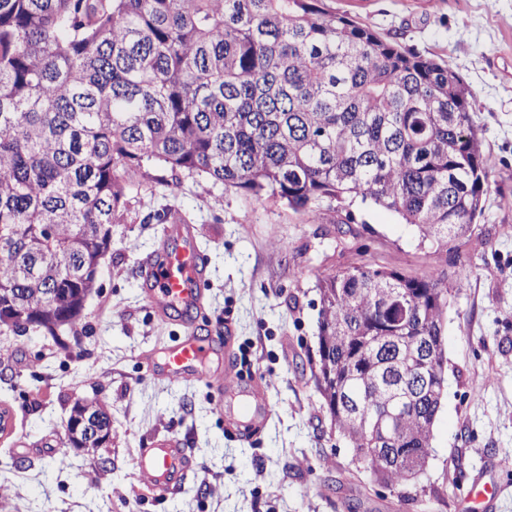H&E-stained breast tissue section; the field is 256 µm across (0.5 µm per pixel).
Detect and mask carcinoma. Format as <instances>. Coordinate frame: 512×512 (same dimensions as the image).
<instances>
[{"label":"carcinoma","mask_w":512,"mask_h":512,"mask_svg":"<svg viewBox=\"0 0 512 512\" xmlns=\"http://www.w3.org/2000/svg\"><path fill=\"white\" fill-rule=\"evenodd\" d=\"M468 96L452 60L324 0H0V332L86 331L67 310L96 288L120 206L152 168L313 221L369 200L436 263L319 277L317 382L359 467L410 498L471 274L459 249L494 246L477 224L491 172ZM86 407L109 415L96 390L71 411Z\"/></svg>","instance_id":"cac0c4a2"}]
</instances>
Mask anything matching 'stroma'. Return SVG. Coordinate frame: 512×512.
<instances>
[{"label": "stroma", "mask_w": 512, "mask_h": 512, "mask_svg": "<svg viewBox=\"0 0 512 512\" xmlns=\"http://www.w3.org/2000/svg\"><path fill=\"white\" fill-rule=\"evenodd\" d=\"M383 39L451 59L469 87L491 171L480 221L491 249L468 248L471 275L445 325L448 384L427 468L413 487L372 483L336 433L316 388L318 279L369 265L417 276L433 256L413 226L354 202L310 221L284 206L211 181L151 169L112 226V245L85 308L88 333L52 338L0 333V512H461L488 459H512V0H325ZM177 210L210 258L203 334L231 335L262 383L271 415L251 442L227 434L220 382L174 381L162 351L174 329L155 318L138 266ZM112 415V460L63 445L73 401L92 389ZM177 438L195 467L176 493L156 496L140 449ZM67 467H58L60 458Z\"/></svg>", "instance_id": "stroma-1"}]
</instances>
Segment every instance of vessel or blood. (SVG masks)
<instances>
[{
  "mask_svg": "<svg viewBox=\"0 0 512 512\" xmlns=\"http://www.w3.org/2000/svg\"><path fill=\"white\" fill-rule=\"evenodd\" d=\"M170 231L183 240V247L154 251L142 262L139 276L154 315L165 318L177 313L182 320L190 322L202 307L208 263L194 247L191 225L174 224ZM215 356L224 359L226 431L239 437L247 436L249 426L265 415L266 407L261 384L239 370L231 341L197 336L186 330L167 345L163 360L170 377L208 381L212 378L209 362ZM137 465L148 475L150 490L168 492L193 468L194 458L181 440L166 438L141 449ZM498 474L495 467L479 472L463 501L462 512H490L497 495Z\"/></svg>",
  "mask_w": 512,
  "mask_h": 512,
  "instance_id": "b4317fda",
  "label": "vessel or blood"
}]
</instances>
